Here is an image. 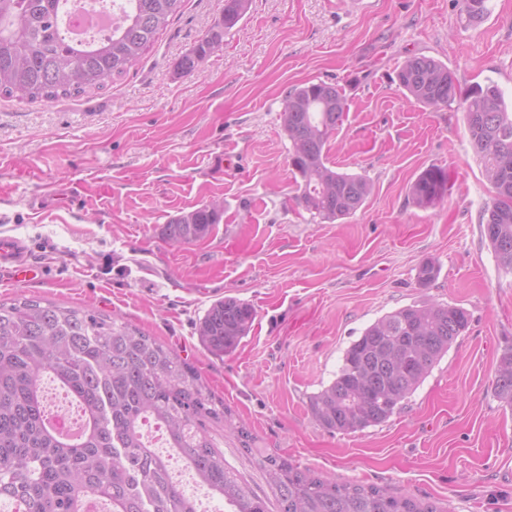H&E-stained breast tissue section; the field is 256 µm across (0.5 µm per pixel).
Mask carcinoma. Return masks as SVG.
Segmentation results:
<instances>
[{"label": "carcinoma", "mask_w": 512, "mask_h": 512, "mask_svg": "<svg viewBox=\"0 0 512 512\" xmlns=\"http://www.w3.org/2000/svg\"><path fill=\"white\" fill-rule=\"evenodd\" d=\"M249 4L224 0L220 19L177 69L194 71ZM460 4L469 26L490 14L488 0ZM181 6L182 0H126L110 37L76 43L61 31L65 0H0V97L34 103L103 90L136 65ZM397 79L403 93L426 108L463 100L473 149L497 193L484 212L483 233L498 267L512 273V106L492 80L462 91L455 72L433 58L407 60ZM346 112L343 92L325 82L290 90L282 111L290 165L301 179L297 199L330 223L354 214L371 192L363 176L338 172L327 160L326 146ZM410 194L419 207L434 205L448 194L447 170L428 167ZM222 215L220 204H203L164 225L162 236L172 244L201 240ZM254 319L250 304L225 297L210 305L196 333L210 354L222 358L237 349ZM468 321L464 308L439 303L401 307L374 321L345 350L332 382L309 397L312 417L344 433L388 421ZM47 376L82 411L75 436L47 414ZM494 394L512 409V349L500 356ZM149 421L229 512H268L207 435L208 422L234 427L231 410L174 349L92 310L25 296L0 303V502L21 503L24 512H88L93 503L102 512H201L195 496L173 479L170 456L146 440L142 428ZM261 467L278 512H442L409 494L317 477L281 457L265 456Z\"/></svg>", "instance_id": "obj_1"}]
</instances>
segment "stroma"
Segmentation results:
<instances>
[{
	"mask_svg": "<svg viewBox=\"0 0 512 512\" xmlns=\"http://www.w3.org/2000/svg\"><path fill=\"white\" fill-rule=\"evenodd\" d=\"M465 26L459 0H251L223 47L176 69L219 20L224 0L183 6L128 74L98 93L27 103L0 98V235L23 239L41 280L0 279V301L34 297L140 328L198 370L253 437L245 452L219 426L226 464L277 507L260 457L273 454L337 480L407 493L443 512H512V410L494 395L512 347V273L497 265L481 217L495 190L470 143L463 106L406 98L407 59L448 64L462 85L495 81L512 98V0H490ZM341 88L348 112L331 137L335 169L372 192L325 222L297 200L281 113L306 82ZM449 174L447 197L413 204L427 167ZM80 185L72 201L65 187ZM221 200L220 224L175 245L173 218ZM440 269L421 284L425 262ZM236 297L256 318L217 358L196 325ZM462 307L470 320L403 408L356 433L328 431L308 401L346 347L407 305Z\"/></svg>",
	"mask_w": 512,
	"mask_h": 512,
	"instance_id": "1",
	"label": "stroma"
}]
</instances>
